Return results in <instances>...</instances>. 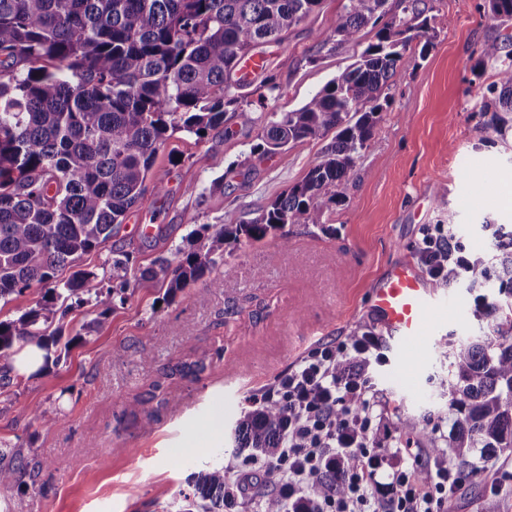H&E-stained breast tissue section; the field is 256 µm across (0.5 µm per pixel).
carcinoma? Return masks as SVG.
I'll use <instances>...</instances> for the list:
<instances>
[{
  "instance_id": "carcinoma-1",
  "label": "carcinoma",
  "mask_w": 512,
  "mask_h": 512,
  "mask_svg": "<svg viewBox=\"0 0 512 512\" xmlns=\"http://www.w3.org/2000/svg\"><path fill=\"white\" fill-rule=\"evenodd\" d=\"M322 0H0V301L41 287L36 306L0 320V359L13 361L28 346L41 351V374L84 334L64 335L57 313L90 304L98 319L128 299L132 259L110 262L114 285L96 283L92 271L75 269L98 248L144 198L146 181L168 132L195 135L226 121L228 96L241 61L256 48L281 42L282 33L315 12ZM343 0L333 26L317 37V50L341 47L368 26L377 29L350 70L332 80L301 108L271 112L253 151L262 155L299 142L332 136L321 160L305 178L252 221L199 224L175 249L177 260L160 257L145 275L166 288L163 301L202 280L220 292L231 279L212 275L230 244L278 240L269 263L292 246L291 226L327 231L324 215L342 201V185L373 138L385 91L402 76L403 53L416 41L431 44L435 27L416 7L399 0ZM492 17L512 20V0H488ZM491 63L496 80L479 112L492 113L500 136L512 114V34L480 47L479 63ZM497 262L481 253L460 272L472 285L493 281L499 299L486 304L492 331L459 344L448 371L449 409L456 411L453 448L462 458L512 448V238L495 243ZM159 383L127 406L150 415ZM288 427V409L278 399L256 402L233 433L246 458L274 459ZM27 464L19 450L0 448V488L24 483ZM201 512H224L231 498L224 468L194 476L192 494ZM264 512H317L314 500L292 510L278 497Z\"/></svg>"
}]
</instances>
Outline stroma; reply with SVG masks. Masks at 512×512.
<instances>
[{
  "instance_id": "stroma-1",
  "label": "stroma",
  "mask_w": 512,
  "mask_h": 512,
  "mask_svg": "<svg viewBox=\"0 0 512 512\" xmlns=\"http://www.w3.org/2000/svg\"><path fill=\"white\" fill-rule=\"evenodd\" d=\"M342 3L323 0L281 43L257 48L274 88L257 78L230 90L247 104L251 123L232 116L201 137L183 131L168 137L150 174L163 181L164 192L146 193L112 238L80 259V268L101 275L108 257L128 252L138 272L148 269L158 256L173 257L190 225L259 218L306 176L325 141L265 156L252 147L268 113L300 108L375 42L366 28L341 47L316 50L317 35L333 25ZM423 5L437 35L427 51L404 52L402 77L342 186L344 200L325 215L327 232L310 235L294 225L295 246L275 265L268 262L272 239L227 247L228 288L215 293L199 283L168 306L157 282L132 278L126 303L86 343L72 346L49 372L20 374L0 390V442L19 445L38 474L25 486L0 488V512H179L194 474L216 462L236 488L224 512H263L280 490L243 466L231 428L296 364L287 355L272 367L265 361L279 351L289 323L319 327L320 344L374 329L369 288L389 264L417 262L428 224L446 225L466 251L493 256L495 237L482 217L512 231V136L500 139L483 125L478 108L494 71L477 61L481 45L512 33V22L493 19L485 0ZM137 224L154 231L135 235ZM444 290L459 310L440 319L427 345L407 355L384 346L382 361L361 373L373 394L382 485L413 464L458 463L445 392L451 352L490 331L484 311L493 291L462 277ZM219 347L223 357L213 359ZM244 353L252 358L248 375L225 383V361ZM146 356L154 358L153 369L143 368ZM194 360L206 363L199 376L163 377V367ZM157 380L167 404L150 416L125 413ZM36 410L55 424L44 427L32 416ZM472 463L474 475L456 489L447 512H512V450ZM493 464L500 467L495 489L478 475Z\"/></svg>"
}]
</instances>
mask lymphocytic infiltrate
<instances>
[{
	"instance_id": "lymphocytic-infiltrate-1",
	"label": "lymphocytic infiltrate",
	"mask_w": 512,
	"mask_h": 512,
	"mask_svg": "<svg viewBox=\"0 0 512 512\" xmlns=\"http://www.w3.org/2000/svg\"><path fill=\"white\" fill-rule=\"evenodd\" d=\"M462 250L443 225L433 224L423 232L419 258L432 281L441 284L448 280L449 264H466ZM380 348V337L369 330L339 337L312 349L268 388V396H279L288 406V431L279 456L255 461L254 466L272 476L289 502L314 494L320 512H444L449 493L461 484V472L446 465L425 478L401 469L386 489L377 488L369 389L349 368L379 359ZM355 401L361 403V411L352 410ZM347 457L355 463L337 468L334 489L317 492L329 464Z\"/></svg>"
}]
</instances>
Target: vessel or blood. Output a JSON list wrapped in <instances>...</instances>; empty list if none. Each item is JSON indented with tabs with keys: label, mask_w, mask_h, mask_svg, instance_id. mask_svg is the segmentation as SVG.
Here are the masks:
<instances>
[{
	"label": "vessel or blood",
	"mask_w": 512,
	"mask_h": 512,
	"mask_svg": "<svg viewBox=\"0 0 512 512\" xmlns=\"http://www.w3.org/2000/svg\"><path fill=\"white\" fill-rule=\"evenodd\" d=\"M452 297L439 291L411 263L390 265L369 293L368 310L401 352H408L428 332L432 318L453 308Z\"/></svg>",
	"instance_id": "b4317fda"
}]
</instances>
